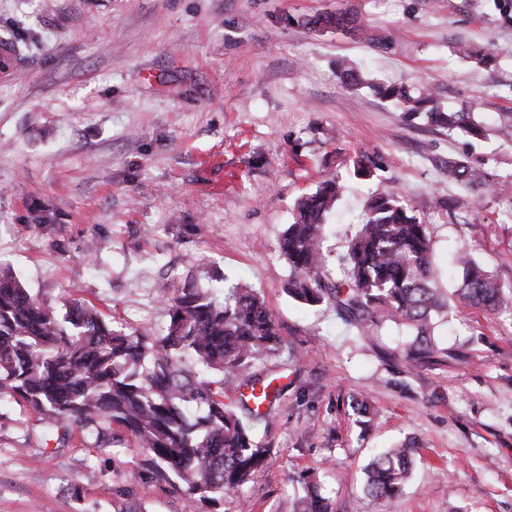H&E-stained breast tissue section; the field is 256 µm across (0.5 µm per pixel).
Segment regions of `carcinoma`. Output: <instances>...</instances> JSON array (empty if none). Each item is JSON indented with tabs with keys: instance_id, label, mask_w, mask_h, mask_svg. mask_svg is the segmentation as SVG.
<instances>
[{
	"instance_id": "obj_1",
	"label": "carcinoma",
	"mask_w": 512,
	"mask_h": 512,
	"mask_svg": "<svg viewBox=\"0 0 512 512\" xmlns=\"http://www.w3.org/2000/svg\"><path fill=\"white\" fill-rule=\"evenodd\" d=\"M352 35L363 30L346 12L317 14L304 22ZM340 81L358 87L357 70L341 63ZM393 100L405 115L423 113L452 136L479 139L488 129L466 108L442 112L431 94L414 96L403 85L367 84ZM376 163L362 155L353 173L370 177ZM448 180L481 194L512 198V181L448 161ZM339 176L322 180L297 201V214L279 238L288 263V294L309 306L329 304L363 333L387 323L411 330L403 342L407 358L431 361L444 353L431 336L436 315L447 309L431 260L428 225L397 196L382 190L366 204L358 230L342 257L343 276L327 271L323 250L326 219L340 199ZM459 300L485 310L499 309L512 287H505L475 260L463 257ZM160 298L169 322L162 334L148 336L102 317L94 306L74 302L61 315L33 298L9 271L0 269V397L9 395L41 416L47 429L80 430L95 449L111 444L112 425L131 434L151 456L157 474L171 471L185 492L214 506L226 494H240L268 463V448L249 425L224 403V376L237 387L260 391L259 406L272 402L273 380L254 372L256 361L281 348L278 327L264 299L254 290L224 284V297L199 288L165 289ZM420 443L408 439L373 457L366 467L364 493L388 500L402 493ZM298 512H333L328 499L311 493Z\"/></svg>"
}]
</instances>
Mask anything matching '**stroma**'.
Returning <instances> with one entry per match:
<instances>
[{"mask_svg": "<svg viewBox=\"0 0 512 512\" xmlns=\"http://www.w3.org/2000/svg\"><path fill=\"white\" fill-rule=\"evenodd\" d=\"M346 11L365 37L301 24ZM14 31L33 49L0 72V266L55 308L79 299L150 335L169 321L156 289L230 281L264 297L282 343L255 366L279 394L252 423L271 458L243 494L210 506L157 478L122 428L88 448L7 397L0 512H296L313 488L334 512H512V303L456 297L464 253L512 286V208L447 176L457 158L512 180V143L405 120L336 73L343 58L499 126L512 0H0V36ZM463 42L492 62L457 56ZM361 153L380 165L368 180ZM329 174L345 185L325 233L333 276L371 195L393 190L428 224L448 299L437 361H406L396 325L365 336L288 296L278 236ZM408 438L422 450L402 494L366 498V464Z\"/></svg>", "mask_w": 512, "mask_h": 512, "instance_id": "obj_1", "label": "stroma"}]
</instances>
